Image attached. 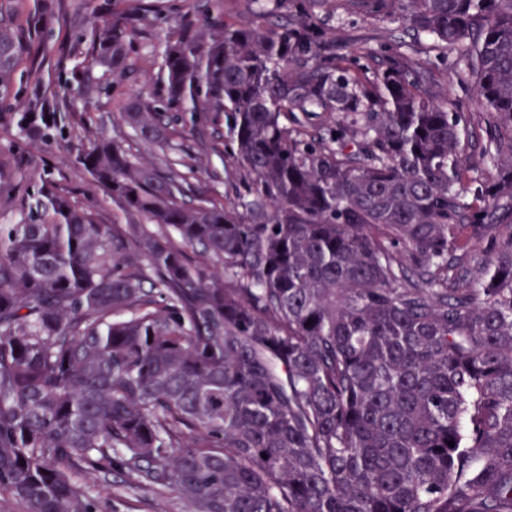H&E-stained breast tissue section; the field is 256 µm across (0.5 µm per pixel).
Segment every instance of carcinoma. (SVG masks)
<instances>
[{"label": "carcinoma", "mask_w": 512, "mask_h": 512, "mask_svg": "<svg viewBox=\"0 0 512 512\" xmlns=\"http://www.w3.org/2000/svg\"><path fill=\"white\" fill-rule=\"evenodd\" d=\"M73 2L0 0V121L51 144L105 97L166 169L66 141L109 224L42 175L13 207L0 162V498L100 512L117 469L188 512H512V0H355L400 23L358 44L342 0H218L169 33L161 105L121 90L157 11ZM57 35L22 95L23 38ZM182 112L224 114L233 197L185 201ZM252 0H223L224 20L235 25H250L256 5ZM447 92L450 97L458 99L462 104L463 112H485V105L475 99L471 92L461 88L457 79L448 73Z\"/></svg>", "instance_id": "obj_1"}]
</instances>
